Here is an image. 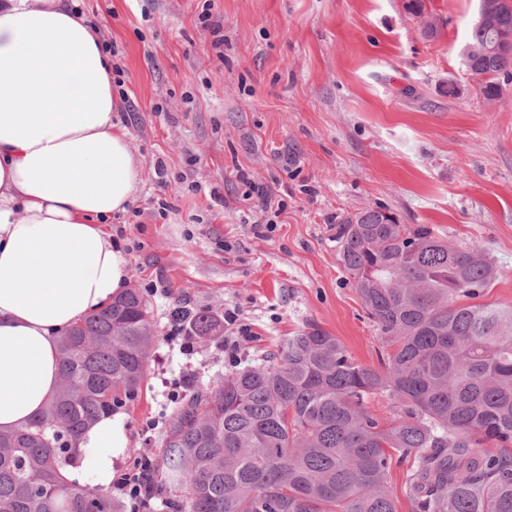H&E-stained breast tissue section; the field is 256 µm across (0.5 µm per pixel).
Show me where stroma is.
Wrapping results in <instances>:
<instances>
[{
  "mask_svg": "<svg viewBox=\"0 0 512 512\" xmlns=\"http://www.w3.org/2000/svg\"><path fill=\"white\" fill-rule=\"evenodd\" d=\"M79 3L124 70L114 117L143 175L112 232L158 334L115 472L161 457L170 391L185 400L224 377L223 337L198 338L192 355L168 339L176 305L237 309L252 331L246 366L311 322L377 365L333 239L339 217L381 206L479 248L498 270L484 302H512V95L483 100L461 60L478 0H426L432 39L404 0ZM251 181L284 204L274 232L256 230L266 216L243 197Z\"/></svg>",
  "mask_w": 512,
  "mask_h": 512,
  "instance_id": "35a3bbf8",
  "label": "stroma"
}]
</instances>
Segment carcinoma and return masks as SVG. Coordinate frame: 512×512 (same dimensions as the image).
<instances>
[{
    "label": "carcinoma",
    "instance_id": "carcinoma-1",
    "mask_svg": "<svg viewBox=\"0 0 512 512\" xmlns=\"http://www.w3.org/2000/svg\"><path fill=\"white\" fill-rule=\"evenodd\" d=\"M466 72L488 102L512 77V0L474 23ZM339 260L372 320L381 368L309 323L263 362L194 391L175 412L154 476L169 512H396L392 461L413 512H512V303H480L497 270L475 247L382 207L334 225ZM209 311L195 336L221 332ZM156 340L128 288L59 342L57 393L25 428L0 432V512H122L64 475L72 444L138 397ZM378 393L393 417L367 409Z\"/></svg>",
    "mask_w": 512,
    "mask_h": 512
}]
</instances>
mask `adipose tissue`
Returning a JSON list of instances; mask_svg holds the SVG:
<instances>
[{"mask_svg": "<svg viewBox=\"0 0 512 512\" xmlns=\"http://www.w3.org/2000/svg\"><path fill=\"white\" fill-rule=\"evenodd\" d=\"M112 56L76 0H0V430L56 391L58 341L128 284L110 221L141 183L115 123ZM126 417L103 416L77 459L106 491Z\"/></svg>", "mask_w": 512, "mask_h": 512, "instance_id": "obj_1", "label": "adipose tissue"}]
</instances>
